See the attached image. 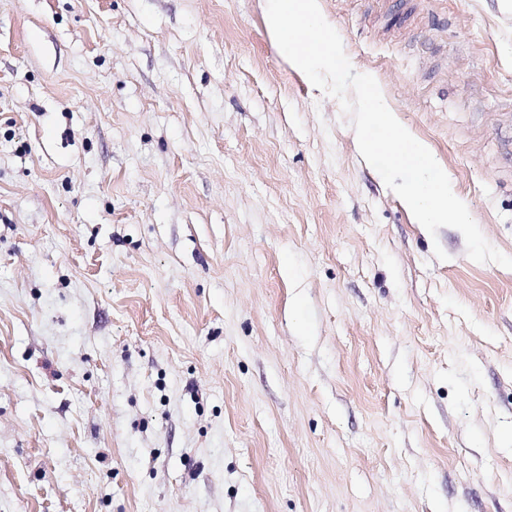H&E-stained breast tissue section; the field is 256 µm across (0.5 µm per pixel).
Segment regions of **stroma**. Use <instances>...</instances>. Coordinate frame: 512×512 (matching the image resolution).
Returning a JSON list of instances; mask_svg holds the SVG:
<instances>
[{
    "label": "stroma",
    "mask_w": 512,
    "mask_h": 512,
    "mask_svg": "<svg viewBox=\"0 0 512 512\" xmlns=\"http://www.w3.org/2000/svg\"><path fill=\"white\" fill-rule=\"evenodd\" d=\"M318 4L512 256V0ZM0 512H512V270L265 0H0Z\"/></svg>",
    "instance_id": "35a3bbf8"
}]
</instances>
